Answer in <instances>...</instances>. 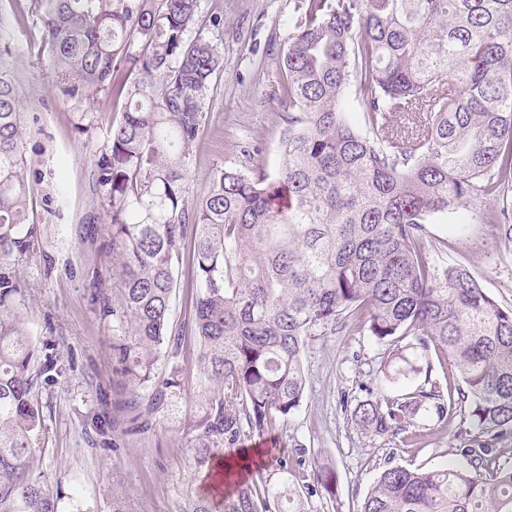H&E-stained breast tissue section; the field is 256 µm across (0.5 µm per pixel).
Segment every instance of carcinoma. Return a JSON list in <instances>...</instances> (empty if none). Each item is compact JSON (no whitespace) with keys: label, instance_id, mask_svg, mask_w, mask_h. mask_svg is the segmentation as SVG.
<instances>
[{"label":"carcinoma","instance_id":"obj_1","mask_svg":"<svg viewBox=\"0 0 512 512\" xmlns=\"http://www.w3.org/2000/svg\"><path fill=\"white\" fill-rule=\"evenodd\" d=\"M39 16L56 85L72 100L124 102L107 128L96 181L108 217L89 297L112 318V379L136 421L164 404L178 376L156 364L176 334V269L193 244L197 360L217 391L192 426L195 468L219 502L188 512H307L276 459L273 472L222 490L219 455L271 431L301 406L303 357L318 336L357 318L387 347L380 372L424 383L358 404L365 434L413 446L425 422L459 420L460 464L380 471L359 512H512V305L463 266L429 262L426 225L494 199L485 213L512 255V0H296L278 96L288 106L282 163L217 167L188 200L190 151L223 72L224 22L201 0H13L22 25ZM0 50V512H58L31 462L45 418L42 390L63 373L42 355L18 310L19 260L37 249L18 108ZM363 104L366 130L344 98ZM435 349L459 379H431L400 342ZM330 468L304 477L327 486Z\"/></svg>","mask_w":512,"mask_h":512}]
</instances>
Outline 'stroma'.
I'll return each instance as SVG.
<instances>
[{
    "instance_id": "obj_1",
    "label": "stroma",
    "mask_w": 512,
    "mask_h": 512,
    "mask_svg": "<svg viewBox=\"0 0 512 512\" xmlns=\"http://www.w3.org/2000/svg\"><path fill=\"white\" fill-rule=\"evenodd\" d=\"M294 7L295 0H202L204 11L224 15V70L193 149L189 195L205 190L213 168L239 164L248 143L257 147L255 163L277 168L285 107L275 91ZM7 43L20 78L34 219L41 231L37 251L19 263L29 285L20 311L37 347L50 344L73 357L42 393L45 430L33 471L58 497L60 512H111L116 491L128 512H187L190 498L203 495L208 484L193 466L186 435L213 389L199 369L190 331L196 295L191 264L183 262L179 269L172 305L170 327L180 338L158 363L159 375L178 374L181 387L163 407L131 423L128 393L112 381V321L91 304L87 276L112 269L98 249L97 231L106 216L95 171L106 129L120 121L123 107L101 93L79 101L62 95L35 21L13 29ZM82 120L87 130H79ZM480 211L462 209L428 225L426 255L434 257V245L447 242L449 263L467 268L497 301L512 305V255ZM385 351L352 324L319 337L304 357L309 385L300 408L272 433L243 445L247 451L274 450L302 475L317 465L334 471L332 490L321 488L309 497V512H358L386 466L432 468L456 459V423L433 422L428 435L408 448L394 438L367 436L353 423L360 402L405 394L424 382L420 375L410 383L385 380L380 371Z\"/></svg>"
}]
</instances>
